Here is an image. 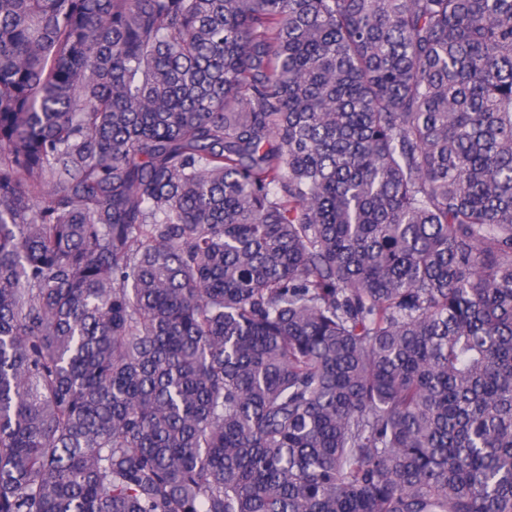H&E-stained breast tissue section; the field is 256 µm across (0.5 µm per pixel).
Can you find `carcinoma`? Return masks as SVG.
I'll return each instance as SVG.
<instances>
[{
	"label": "carcinoma",
	"mask_w": 512,
	"mask_h": 512,
	"mask_svg": "<svg viewBox=\"0 0 512 512\" xmlns=\"http://www.w3.org/2000/svg\"><path fill=\"white\" fill-rule=\"evenodd\" d=\"M0 512H512V0H0Z\"/></svg>",
	"instance_id": "obj_1"
}]
</instances>
